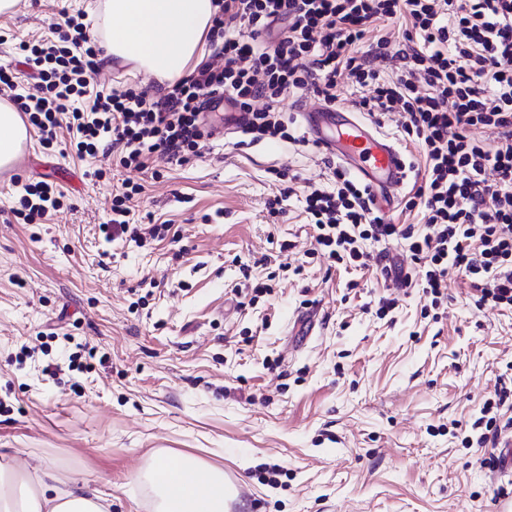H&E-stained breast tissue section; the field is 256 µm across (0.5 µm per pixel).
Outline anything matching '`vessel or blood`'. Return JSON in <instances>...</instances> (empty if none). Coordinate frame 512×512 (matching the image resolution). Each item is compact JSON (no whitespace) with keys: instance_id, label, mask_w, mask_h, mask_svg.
<instances>
[{"instance_id":"b4317fda","label":"vessel or blood","mask_w":512,"mask_h":512,"mask_svg":"<svg viewBox=\"0 0 512 512\" xmlns=\"http://www.w3.org/2000/svg\"><path fill=\"white\" fill-rule=\"evenodd\" d=\"M301 118L319 147L350 160L356 175L373 190L386 192L403 185L407 172L399 146L356 113L344 108H316L302 111Z\"/></svg>"}]
</instances>
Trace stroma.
Masks as SVG:
<instances>
[{
    "mask_svg": "<svg viewBox=\"0 0 512 512\" xmlns=\"http://www.w3.org/2000/svg\"><path fill=\"white\" fill-rule=\"evenodd\" d=\"M104 0H18L0 14V66L14 46L47 36L65 16L101 14ZM96 84L156 77L104 58ZM217 135L183 163L159 159V179L44 150L0 172V462L45 465L63 486L112 497V512H151L140 478L153 455L192 456L235 477L247 512H498L512 475L492 447H465L497 379L512 363V312L478 310L472 283L448 280V312L423 317L414 291L393 317L375 315L390 289L375 267L278 272L271 239L310 245L305 186L333 187L336 157L279 140L238 149ZM298 181L286 213L267 203ZM104 176L90 178L93 169ZM66 195L44 224L10 209L25 183ZM142 183L137 224H169L178 242L106 241L99 226L124 181ZM276 273L271 294L241 307L240 264ZM97 352L45 373L62 333ZM280 360L268 369L265 357ZM286 473L271 485L261 467Z\"/></svg>",
    "mask_w": 512,
    "mask_h": 512,
    "instance_id": "stroma-1",
    "label": "stroma"
}]
</instances>
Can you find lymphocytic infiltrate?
Masks as SVG:
<instances>
[{"label": "lymphocytic infiltrate", "mask_w": 512, "mask_h": 512, "mask_svg": "<svg viewBox=\"0 0 512 512\" xmlns=\"http://www.w3.org/2000/svg\"><path fill=\"white\" fill-rule=\"evenodd\" d=\"M206 53L162 95L93 83L103 52L81 16L53 25L45 39L19 43L24 67H0V89L39 135L43 148L78 157L110 154L142 173L155 158L198 155L212 133L203 111L214 95L246 114L251 142L298 144L280 104L298 92L325 105L349 102L373 119L394 115L424 159L422 181L407 194L419 224L386 221L370 187L343 168L335 189L311 186L304 211L315 232L307 258L365 268L367 242L398 240L405 261L381 266L384 279L422 290L435 317L448 308V278L470 279L477 309L512 312V0H214ZM407 46L396 49L391 24ZM397 53L394 80L378 62ZM68 141H61L60 130ZM142 184L112 197L106 239L144 245L171 227L131 220ZM63 204L52 184L25 185L11 213L42 224ZM479 444L512 429V386L499 380L481 408Z\"/></svg>", "instance_id": "f902f5d3"}]
</instances>
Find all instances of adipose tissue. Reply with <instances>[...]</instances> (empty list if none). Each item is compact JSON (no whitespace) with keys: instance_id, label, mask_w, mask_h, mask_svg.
Segmentation results:
<instances>
[{"instance_id":"obj_1","label":"adipose tissue","mask_w":512,"mask_h":512,"mask_svg":"<svg viewBox=\"0 0 512 512\" xmlns=\"http://www.w3.org/2000/svg\"><path fill=\"white\" fill-rule=\"evenodd\" d=\"M217 11L213 0H105L102 26L108 55L159 79L188 76L205 53ZM27 129L16 108L0 103V168L16 159ZM43 467L0 465V512H109L108 500L80 485L60 491ZM156 512H227L234 495L224 472L198 458L158 453L146 473Z\"/></svg>"}]
</instances>
